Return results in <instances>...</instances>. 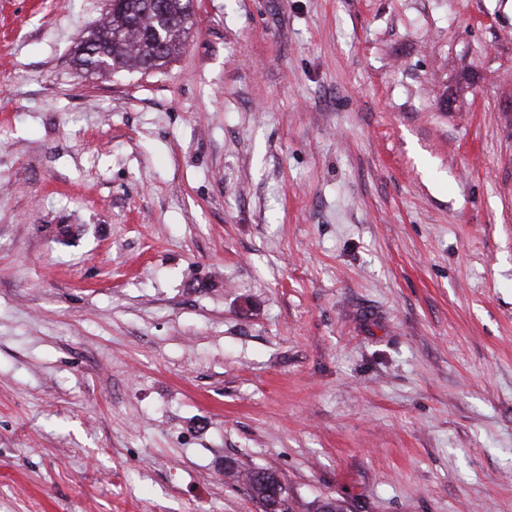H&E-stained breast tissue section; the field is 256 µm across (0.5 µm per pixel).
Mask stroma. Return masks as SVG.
Here are the masks:
<instances>
[{
	"instance_id": "obj_1",
	"label": "stroma",
	"mask_w": 512,
	"mask_h": 512,
	"mask_svg": "<svg viewBox=\"0 0 512 512\" xmlns=\"http://www.w3.org/2000/svg\"><path fill=\"white\" fill-rule=\"evenodd\" d=\"M0 0V512H512V0ZM97 27L83 33L91 52L78 56L79 66L91 72L92 67L106 63L110 71L161 68L172 62L183 50L193 22V0H119L115 8ZM153 20L150 26L146 20ZM156 29L159 37L150 33ZM262 472V476L260 473ZM244 483L247 492L250 496L262 504L264 511L266 512L267 504L272 500L271 491L272 489L279 487L280 489V507L276 512H285L286 499L284 497V488L277 477V475L267 469H255L249 471L245 475Z\"/></svg>"
}]
</instances>
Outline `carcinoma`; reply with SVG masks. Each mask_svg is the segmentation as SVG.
<instances>
[{
	"mask_svg": "<svg viewBox=\"0 0 512 512\" xmlns=\"http://www.w3.org/2000/svg\"><path fill=\"white\" fill-rule=\"evenodd\" d=\"M121 0L97 27L83 33L90 51L77 58L87 71L105 63L110 71L161 68L183 50L194 14L192 0ZM250 496L262 506L272 500L271 491L282 487L277 475L255 469L245 475Z\"/></svg>",
	"mask_w": 512,
	"mask_h": 512,
	"instance_id": "obj_1",
	"label": "carcinoma"
}]
</instances>
